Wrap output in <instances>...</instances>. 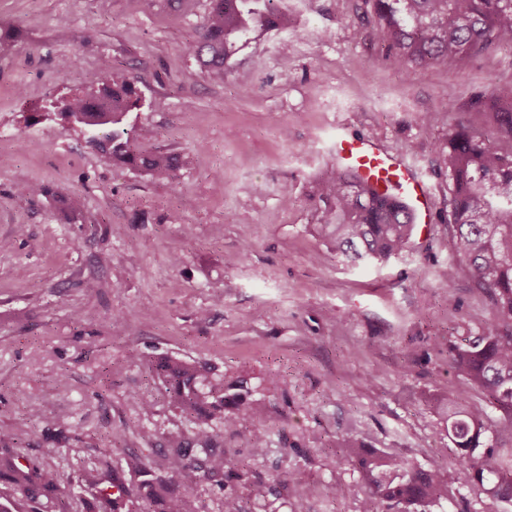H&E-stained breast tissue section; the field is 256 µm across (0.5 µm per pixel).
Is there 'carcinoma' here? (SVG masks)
<instances>
[{"label":"carcinoma","mask_w":512,"mask_h":512,"mask_svg":"<svg viewBox=\"0 0 512 512\" xmlns=\"http://www.w3.org/2000/svg\"><path fill=\"white\" fill-rule=\"evenodd\" d=\"M378 18L376 36L393 51L394 60L412 69L458 64L491 48L512 49V0H373ZM292 28L288 10L279 0H210L201 38L183 50L210 78L224 80L227 64L246 44L275 31ZM140 106L135 80L114 75L92 93H76L61 102L59 113L95 134L94 145L106 163L121 164L153 179L173 181L186 161L176 154L154 151L116 129ZM474 106L483 121L512 140V105L500 106L482 95ZM448 172L452 180L448 223L454 227L448 282L460 265L490 295L494 313L482 336L453 350L452 360L471 385L484 389L503 411L496 430L512 433V152L493 148L475 126H464L448 141ZM316 229L336 252L352 263L384 261L409 248L412 224L398 205L370 197L347 173L330 166L309 195ZM169 398L192 418L193 433L202 444L211 438L209 422L224 421L231 430L248 421L239 392L206 385L200 368L171 356L152 365ZM232 405L235 413L224 415ZM487 414L462 394L448 398V437L460 457L471 463L479 487L492 481V492L512 496V470L495 466L485 447ZM13 434L0 433V512H199L187 489L201 482L224 484V454L198 457L182 448L183 434L170 461L171 474L157 473L144 459H126L133 480L112 468L84 469L65 475L44 461L33 460L13 447ZM342 447L354 459L369 485V505L386 501L400 512H424L448 496V484L437 468L418 470L409 464L364 448L348 438Z\"/></svg>","instance_id":"obj_1"}]
</instances>
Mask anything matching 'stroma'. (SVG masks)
Listing matches in <instances>:
<instances>
[{"label":"stroma","instance_id":"obj_1","mask_svg":"<svg viewBox=\"0 0 512 512\" xmlns=\"http://www.w3.org/2000/svg\"><path fill=\"white\" fill-rule=\"evenodd\" d=\"M285 4L295 32L248 44L216 82L182 51L208 0H0V431L65 474L119 471L129 453L166 473L171 433L195 430L150 374L169 355L206 382L243 385L251 403L238 433L212 425L228 464L223 485L191 488L200 512H224L228 496L244 512H364L344 438L440 467L448 497L427 512H512L474 486L436 410L461 393L502 416L449 357L493 304L467 269L445 280L448 139L474 95L512 100V50L407 69L376 40L371 0ZM66 56L76 64L63 72ZM107 70L140 92L129 136L150 128L146 148L186 157L175 182L103 162L55 112ZM342 132L403 158L431 189L437 223L415 225L381 264L338 260L314 230L308 196ZM25 184L46 191L20 196ZM72 194L83 206L69 222L58 198Z\"/></svg>","mask_w":512,"mask_h":512}]
</instances>
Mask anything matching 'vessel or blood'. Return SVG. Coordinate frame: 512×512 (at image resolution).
<instances>
[{
    "label": "vessel or blood",
    "mask_w": 512,
    "mask_h": 512,
    "mask_svg": "<svg viewBox=\"0 0 512 512\" xmlns=\"http://www.w3.org/2000/svg\"><path fill=\"white\" fill-rule=\"evenodd\" d=\"M332 157L337 167L355 176L366 190L387 195L389 201L405 206L414 223H435L431 193L425 181L366 137L339 135Z\"/></svg>",
    "instance_id": "obj_1"
}]
</instances>
